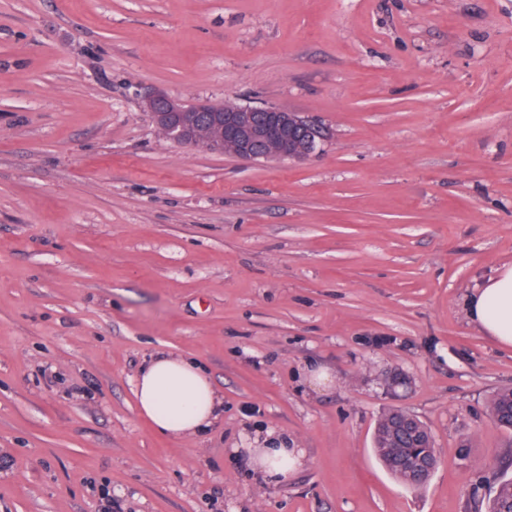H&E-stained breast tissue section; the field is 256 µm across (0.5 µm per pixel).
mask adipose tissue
<instances>
[{
	"mask_svg": "<svg viewBox=\"0 0 512 512\" xmlns=\"http://www.w3.org/2000/svg\"><path fill=\"white\" fill-rule=\"evenodd\" d=\"M467 310L471 323L501 347L512 349V262L502 263L469 296ZM135 396L154 428L173 436L203 434L224 411L223 399L206 371L184 357H151L137 375ZM241 454L250 471L269 484L286 482L303 459L287 436L272 430L256 432L252 447Z\"/></svg>",
	"mask_w": 512,
	"mask_h": 512,
	"instance_id": "adipose-tissue-1",
	"label": "adipose tissue"
}]
</instances>
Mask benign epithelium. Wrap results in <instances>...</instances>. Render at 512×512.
Listing matches in <instances>:
<instances>
[{
	"instance_id": "obj_1",
	"label": "benign epithelium",
	"mask_w": 512,
	"mask_h": 512,
	"mask_svg": "<svg viewBox=\"0 0 512 512\" xmlns=\"http://www.w3.org/2000/svg\"><path fill=\"white\" fill-rule=\"evenodd\" d=\"M155 125L168 139L208 153H224L245 160L293 162L304 160L321 149L326 133L316 121L270 105H239L230 112L210 102L188 104L163 88L150 90L142 99ZM419 456L408 461L412 469L432 471V439L413 429Z\"/></svg>"
}]
</instances>
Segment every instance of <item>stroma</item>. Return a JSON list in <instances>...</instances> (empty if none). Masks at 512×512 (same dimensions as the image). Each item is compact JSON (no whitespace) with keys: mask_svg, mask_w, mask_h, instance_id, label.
Wrapping results in <instances>:
<instances>
[{"mask_svg":"<svg viewBox=\"0 0 512 512\" xmlns=\"http://www.w3.org/2000/svg\"><path fill=\"white\" fill-rule=\"evenodd\" d=\"M155 87L327 138L202 153ZM511 259L512 0H0V512H475L512 350L464 299ZM157 354L223 394L204 435L140 414ZM392 407L434 437L423 489L374 452ZM257 428L303 450L287 483L237 459Z\"/></svg>","mask_w":512,"mask_h":512,"instance_id":"obj_1","label":"stroma"}]
</instances>
